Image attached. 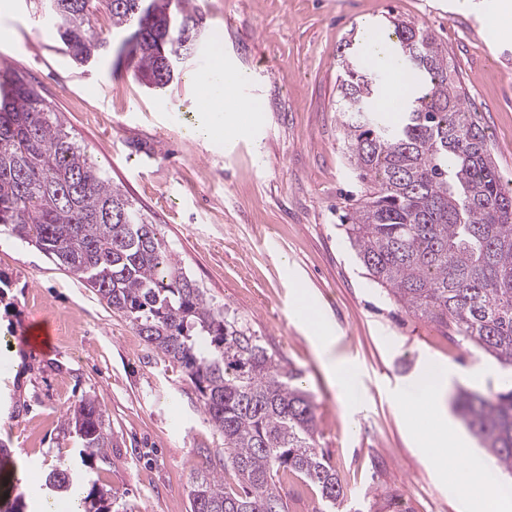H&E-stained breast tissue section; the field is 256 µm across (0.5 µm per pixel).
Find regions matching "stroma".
Instances as JSON below:
<instances>
[{
  "instance_id": "1",
  "label": "stroma",
  "mask_w": 512,
  "mask_h": 512,
  "mask_svg": "<svg viewBox=\"0 0 512 512\" xmlns=\"http://www.w3.org/2000/svg\"><path fill=\"white\" fill-rule=\"evenodd\" d=\"M472 2L462 12L448 0H193L203 44L242 76L236 91L251 108L247 127L219 144L192 134L204 122L193 100L207 78L199 56L180 64L166 88L150 89L111 56L75 66L37 0L0 6V67L26 76L214 303L303 371L319 446L347 489L339 512H471L455 464L434 470L424 462L417 439L434 420H406L396 397L416 392L442 365L453 372L452 393L476 363H485L488 386L505 372L397 307L341 233L360 184L344 154L336 79L341 57L368 61L369 39L391 17L427 26L511 181L512 36L493 39L486 0ZM297 304L328 324L326 348L293 318ZM33 319L55 333L49 354L5 343ZM332 362L354 371L353 409L339 400ZM86 395L110 420L112 462L93 461L84 474L111 489L124 512H190L199 451L220 457L224 439L187 375L92 289L0 234V442L21 483L40 488L58 457L75 456L63 422Z\"/></svg>"
}]
</instances>
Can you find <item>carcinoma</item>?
<instances>
[{"instance_id":"carcinoma-1","label":"carcinoma","mask_w":512,"mask_h":512,"mask_svg":"<svg viewBox=\"0 0 512 512\" xmlns=\"http://www.w3.org/2000/svg\"><path fill=\"white\" fill-rule=\"evenodd\" d=\"M42 0L70 60L85 66L116 53L151 89L172 82L196 33V10L170 0ZM107 14L113 45L91 33ZM419 77L396 119L379 107L378 71L340 61L341 127L360 195L344 232L370 279L418 319L512 368V189L488 137L464 103L448 52L425 25L396 18L381 34ZM40 249L124 315L145 342L184 370L224 459L193 469L190 512H288L280 475L317 490L335 512L347 497L319 448L316 404L301 373L215 304L180 266L136 202L92 160L56 111L16 71L0 69V233ZM454 409L479 445L512 475V375L487 393L460 388ZM82 461L109 460L112 431L96 398L66 414ZM0 444V512H28L30 492ZM45 486L78 512H112V494L70 464L51 465Z\"/></svg>"}]
</instances>
